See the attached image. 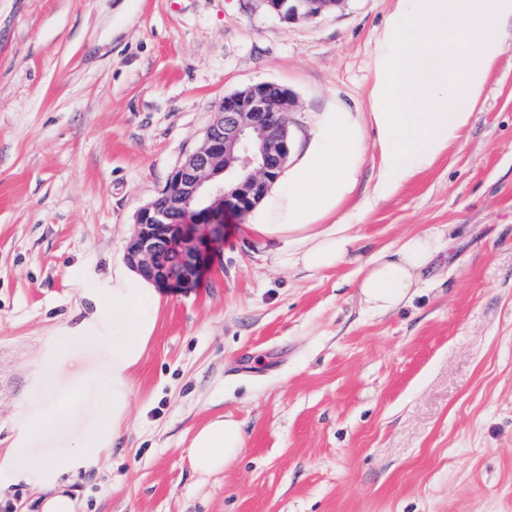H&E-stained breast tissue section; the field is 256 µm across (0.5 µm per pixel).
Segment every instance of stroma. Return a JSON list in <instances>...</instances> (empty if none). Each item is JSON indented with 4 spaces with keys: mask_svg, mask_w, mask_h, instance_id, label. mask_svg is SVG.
<instances>
[{
    "mask_svg": "<svg viewBox=\"0 0 512 512\" xmlns=\"http://www.w3.org/2000/svg\"><path fill=\"white\" fill-rule=\"evenodd\" d=\"M396 0L285 21L264 0H0V457L45 337L74 335L83 289L112 284L135 215L201 141L225 95L271 81L306 149L324 115L369 122L373 57ZM471 127L369 211L358 249L313 275L272 267L231 218L208 267L161 288L128 426L73 484L77 512H512V22ZM451 240L416 296L367 314L358 270L434 229ZM98 413L30 449L60 462ZM229 415L244 447L197 472L196 430Z\"/></svg>",
    "mask_w": 512,
    "mask_h": 512,
    "instance_id": "35a3bbf8",
    "label": "stroma"
}]
</instances>
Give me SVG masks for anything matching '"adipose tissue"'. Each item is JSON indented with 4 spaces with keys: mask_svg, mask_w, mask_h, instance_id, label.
<instances>
[{
    "mask_svg": "<svg viewBox=\"0 0 512 512\" xmlns=\"http://www.w3.org/2000/svg\"><path fill=\"white\" fill-rule=\"evenodd\" d=\"M510 17L512 0H397L374 57L370 118L381 157L363 209L429 168L472 124L488 72L504 51L497 30ZM364 151L365 131L351 113H328L304 159L289 170L285 188L271 193L269 218L243 225V235L283 269L319 273L345 262L357 238L336 211L354 187ZM445 246L443 232H425L368 257L357 282L367 311L383 314L410 299ZM84 296L89 305L81 335L48 337L42 353L46 367L70 373V385L24 417L11 452L0 460L5 484L34 478L41 512H74L70 480L95 466L119 439L128 423L133 371L154 334L161 302L155 283L121 258L112 262L111 287L89 288ZM81 344L102 348L96 372H86L79 361ZM91 382L99 388L102 421L84 431L64 464L32 469L25 449L42 441L62 415L81 409ZM243 446L241 424L219 417L195 433L190 457L198 472L215 474Z\"/></svg>",
    "mask_w": 512,
    "mask_h": 512,
    "instance_id": "ef3b65f1",
    "label": "adipose tissue"
}]
</instances>
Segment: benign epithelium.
Wrapping results in <instances>:
<instances>
[{
  "label": "benign epithelium",
  "mask_w": 512,
  "mask_h": 512,
  "mask_svg": "<svg viewBox=\"0 0 512 512\" xmlns=\"http://www.w3.org/2000/svg\"><path fill=\"white\" fill-rule=\"evenodd\" d=\"M287 21L309 20L345 0H263ZM295 95L260 82L224 96L201 143L173 169L160 196L142 206L127 257L155 283L178 288L206 263L210 242L224 239L230 216L252 211L279 178L292 152L289 114ZM191 217L172 221V214Z\"/></svg>",
  "instance_id": "obj_1"
}]
</instances>
